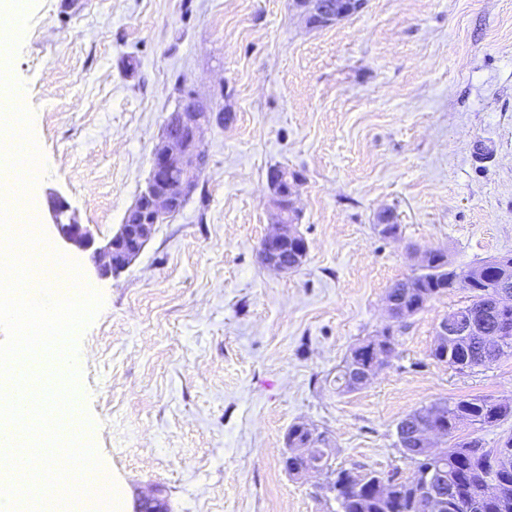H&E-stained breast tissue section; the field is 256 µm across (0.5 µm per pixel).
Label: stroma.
<instances>
[{
	"label": "stroma",
	"instance_id": "obj_1",
	"mask_svg": "<svg viewBox=\"0 0 512 512\" xmlns=\"http://www.w3.org/2000/svg\"><path fill=\"white\" fill-rule=\"evenodd\" d=\"M14 56L42 166L26 216L76 261L103 307L79 334L81 405L119 512L155 493L172 512H336L284 470L299 421L335 464L414 468L397 423L437 401L512 402V355L458 370L435 328L469 304L455 284L396 328L397 356L337 393L353 344L390 320L385 294L441 248L458 272L512 256V0H365L308 29L291 0H35ZM230 111L183 210L109 277L50 224L56 194L107 241L145 184L187 92ZM300 171L304 264L257 248L272 228L266 173ZM391 209L398 241L380 238Z\"/></svg>",
	"mask_w": 512,
	"mask_h": 512
}]
</instances>
